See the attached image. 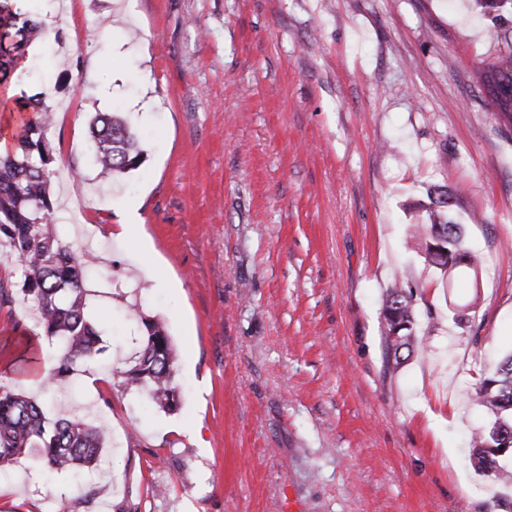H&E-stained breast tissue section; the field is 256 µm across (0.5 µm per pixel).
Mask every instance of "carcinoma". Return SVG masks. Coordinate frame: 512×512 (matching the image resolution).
I'll return each instance as SVG.
<instances>
[{"label": "carcinoma", "mask_w": 512, "mask_h": 512, "mask_svg": "<svg viewBox=\"0 0 512 512\" xmlns=\"http://www.w3.org/2000/svg\"><path fill=\"white\" fill-rule=\"evenodd\" d=\"M12 2L0 0V84L17 70L30 44L49 37L42 18L12 10ZM472 8L492 17L489 37L500 48L496 58L477 70V83L486 105L512 120V66H502L504 60H512V27L497 22L503 13L512 12V0H472ZM52 93L49 87L33 102H16L17 145L0 153V245L15 252L21 275L18 282L0 279V307L12 303L17 293L33 303L40 337L54 351L49 379L43 384L49 398L60 379L86 372L97 362L104 352L101 342L107 328V323L95 319L85 286L84 270L94 256L74 253L55 224L57 169L47 137L54 120L48 103ZM91 137L100 175L118 179L141 165L144 155L136 134L117 113L96 114ZM410 210L415 225L422 228L412 236L411 251L444 277L467 273L478 277L483 257L467 247L464 225L454 213L448 190H430L427 199L410 205ZM414 302L412 289L395 277L383 298L381 316L389 358L397 366L422 351L427 342L417 331ZM23 340L20 375L43 364L31 337ZM174 364L175 351L164 322L141 316L134 365L124 371V389L140 392L149 404L174 412L180 406ZM470 398L494 416L489 428L472 434L470 463L478 472L511 484L512 469L503 460L512 457V354L481 376ZM109 441L107 428L89 423L79 413L51 420L37 400L0 388V466L32 455L42 471L86 478L100 468Z\"/></svg>", "instance_id": "cac0c4a2"}]
</instances>
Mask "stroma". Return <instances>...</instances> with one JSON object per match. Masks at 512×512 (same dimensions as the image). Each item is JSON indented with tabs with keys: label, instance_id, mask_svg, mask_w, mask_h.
I'll return each mask as SVG.
<instances>
[{
	"label": "stroma",
	"instance_id": "obj_1",
	"mask_svg": "<svg viewBox=\"0 0 512 512\" xmlns=\"http://www.w3.org/2000/svg\"><path fill=\"white\" fill-rule=\"evenodd\" d=\"M63 3L46 22L65 67L42 83L34 42L0 96L56 88L48 137L81 172L56 186L57 227L75 252L95 240L112 334L46 410L80 408L111 446L77 483L0 468V512H512L466 444L491 418L464 392L512 352V122L472 78L498 54L490 18L470 0ZM98 112L143 136L116 182L93 165ZM436 185L487 259L446 287L406 248ZM401 269L429 345L397 368L381 304ZM142 312L176 350L172 413L120 385Z\"/></svg>",
	"mask_w": 512,
	"mask_h": 512
}]
</instances>
